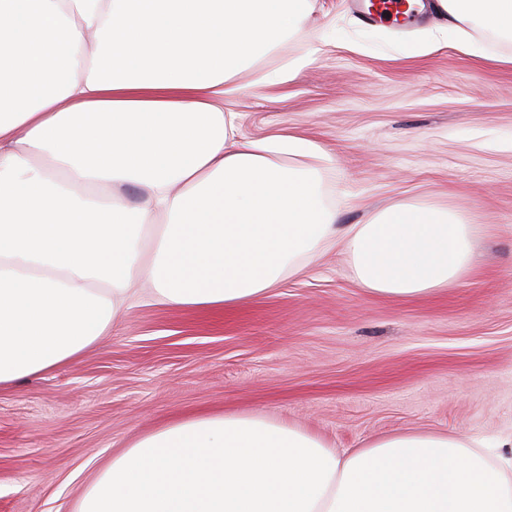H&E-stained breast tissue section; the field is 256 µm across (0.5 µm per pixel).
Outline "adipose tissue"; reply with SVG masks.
<instances>
[{"label":"adipose tissue","instance_id":"adipose-tissue-1","mask_svg":"<svg viewBox=\"0 0 512 512\" xmlns=\"http://www.w3.org/2000/svg\"><path fill=\"white\" fill-rule=\"evenodd\" d=\"M435 39L512 41V0H439ZM312 0H0V389L75 361L147 282L162 304L231 308L342 247L369 294L458 285L482 225L394 204L342 224L336 161L293 134L249 140L243 69ZM141 193L140 201L127 194ZM78 512H512L474 441L396 431L342 451L263 414L174 420L113 457Z\"/></svg>","mask_w":512,"mask_h":512}]
</instances>
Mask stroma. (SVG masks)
<instances>
[{
    "label": "stroma",
    "mask_w": 512,
    "mask_h": 512,
    "mask_svg": "<svg viewBox=\"0 0 512 512\" xmlns=\"http://www.w3.org/2000/svg\"><path fill=\"white\" fill-rule=\"evenodd\" d=\"M444 23L400 30L363 22L357 0H313L224 109L246 138L302 135L335 157L325 198L340 223L399 202L465 211L485 227L465 279L374 296L334 248L218 312L140 289L76 361L0 390V512H77L113 456L201 414L268 415L338 449L404 429L512 438V42L473 29L474 53L407 54ZM299 56L296 78L258 83Z\"/></svg>",
    "instance_id": "35a3bbf8"
}]
</instances>
